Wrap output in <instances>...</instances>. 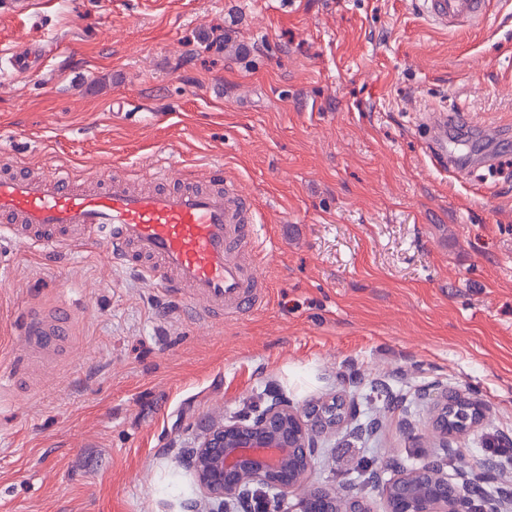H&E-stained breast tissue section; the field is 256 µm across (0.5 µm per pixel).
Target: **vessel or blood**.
<instances>
[{
    "instance_id": "obj_1",
    "label": "vessel or blood",
    "mask_w": 512,
    "mask_h": 512,
    "mask_svg": "<svg viewBox=\"0 0 512 512\" xmlns=\"http://www.w3.org/2000/svg\"><path fill=\"white\" fill-rule=\"evenodd\" d=\"M435 27H479L488 0H420ZM46 50L32 43L11 56L15 75L38 69ZM435 164L454 169L459 155L448 150V116L439 112L425 122ZM147 190H134L117 178L83 189L66 169L40 176L21 171L0 174V228L31 247L69 244L70 233L106 247L114 264L135 268L186 312L200 318L243 315L262 306L265 285L239 258L250 242L255 204L221 170L199 186L152 169ZM21 360L55 347L68 334L67 318L28 316L21 331Z\"/></svg>"
}]
</instances>
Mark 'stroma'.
I'll list each match as a JSON object with an SVG mask.
<instances>
[{
	"instance_id": "stroma-1",
	"label": "stroma",
	"mask_w": 512,
	"mask_h": 512,
	"mask_svg": "<svg viewBox=\"0 0 512 512\" xmlns=\"http://www.w3.org/2000/svg\"><path fill=\"white\" fill-rule=\"evenodd\" d=\"M45 39L17 78L7 50ZM462 108L439 170L424 120ZM222 167L256 202L258 312L202 321L114 267L103 245L0 240V512H209L180 463L214 423L280 393L350 413L306 489L386 512L397 459L436 456L440 392L485 406L448 437L462 485L494 461L512 512V0L483 27L431 28L415 0H54L0 13V164L139 178ZM68 310L49 365L18 363L27 313ZM384 385L385 408L371 388ZM383 425L361 433L373 417Z\"/></svg>"
}]
</instances>
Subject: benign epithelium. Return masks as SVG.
I'll use <instances>...</instances> for the list:
<instances>
[{
    "label": "benign epithelium",
    "mask_w": 512,
    "mask_h": 512,
    "mask_svg": "<svg viewBox=\"0 0 512 512\" xmlns=\"http://www.w3.org/2000/svg\"><path fill=\"white\" fill-rule=\"evenodd\" d=\"M434 410L432 436L443 455L419 468H402L382 485L388 512H464L469 490L447 491L448 395L436 399ZM312 423L313 416H303L287 399L273 395L255 415L208 429L183 462L221 512H250L254 486L276 492L288 512H368L344 490H301L317 451Z\"/></svg>",
    "instance_id": "obj_1"
}]
</instances>
